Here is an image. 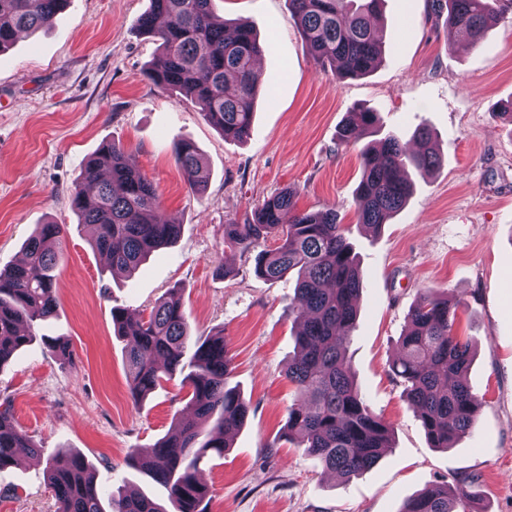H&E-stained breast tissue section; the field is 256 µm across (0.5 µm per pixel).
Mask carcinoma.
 <instances>
[{
    "label": "carcinoma",
    "instance_id": "carcinoma-1",
    "mask_svg": "<svg viewBox=\"0 0 512 512\" xmlns=\"http://www.w3.org/2000/svg\"><path fill=\"white\" fill-rule=\"evenodd\" d=\"M214 0H150L137 20L141 31L159 42V54L147 69L153 85L204 105L207 121L224 139L246 140L262 75L254 66L262 52L249 21L214 18ZM383 0H289L309 54L320 65H338L336 78H361L382 59L380 33L372 24ZM69 0H0V53L23 31L46 27ZM448 9V25L467 45H478L486 30L512 13V0H434ZM377 113H347L340 142L360 151L362 176L356 191L357 223L379 228L405 204L412 183L401 171L419 174L439 164L430 131L416 135V150L406 151L398 138L375 139ZM175 160L189 187L206 186L200 156L190 142L174 148ZM296 192L283 190L255 207L240 224L224 225L225 243L253 255L254 272L267 280L297 274L288 311L301 324L296 353L285 376L299 394L288 410V440L306 449L323 470L350 479L373 468L390 447L393 426L376 414L361 394L342 343L355 329L360 272L336 209L301 212ZM79 223L94 228L93 247L107 255L111 269H136L152 252L173 243L180 225L159 215L154 183L127 161L123 146L103 143L83 165L71 195ZM62 224H41L24 244L25 258L0 270V365L33 339L30 327L57 311L56 269ZM276 237L274 250L262 243ZM455 310L438 291L420 294L409 325L400 336V357L392 372L417 409L435 448L448 449L471 433L480 400L467 384L472 362L469 343L454 335ZM112 323L124 341L130 368V393L142 400L161 381L176 375L190 389L175 431L146 455L131 453L133 465L168 493L169 507L136 495H105L93 467L79 453L62 454L47 463L56 512H206L208 489L199 463L210 451L224 452L242 428L248 405L228 386L232 355L224 332L195 345L187 354L188 324L177 291L159 298L148 318L112 309ZM31 455L41 449L18 427L9 404L0 410V469L12 464L17 449ZM429 485L409 499L401 512H474L466 484Z\"/></svg>",
    "mask_w": 512,
    "mask_h": 512
}]
</instances>
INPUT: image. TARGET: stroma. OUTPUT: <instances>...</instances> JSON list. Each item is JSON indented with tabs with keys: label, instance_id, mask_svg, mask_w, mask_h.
<instances>
[{
	"label": "stroma",
	"instance_id": "1",
	"mask_svg": "<svg viewBox=\"0 0 512 512\" xmlns=\"http://www.w3.org/2000/svg\"><path fill=\"white\" fill-rule=\"evenodd\" d=\"M150 0H73L52 25L22 33L0 53V268L23 256L38 225L62 224L58 308L35 339L0 365V404L41 449L0 470V512H56L50 458L71 451L93 464L105 492L165 491L131 465L170 432L186 404L180 378L141 401L127 384L124 343L112 310L149 315L177 288L191 341L223 332L234 357L229 384L249 414L224 455L200 471L208 512H401L427 485L478 476L479 512H512V18L480 45L454 49L432 0H383L385 54L377 69L336 80L315 63L288 0H216L217 19H247L264 41V88L246 142L224 140L201 105L144 77L158 43L138 17ZM377 112L382 134L413 148L420 125L434 132L440 165L409 171L413 193L378 231L359 227L360 149L339 142L355 107ZM157 186L163 218L181 224L176 243L133 273H111L79 224L71 193L84 163L106 141ZM193 142L207 176L192 193L173 154ZM285 188L302 211L336 208L348 224L362 275L346 358L375 412L394 427L379 463L344 480L323 472L286 437L297 400L284 376L298 325L288 314L294 280L255 275L224 242L225 225ZM459 302L456 330L473 351L468 383L482 405L471 434L432 447L417 410L391 373L419 293ZM71 342L54 356L46 338Z\"/></svg>",
	"mask_w": 512,
	"mask_h": 512
}]
</instances>
